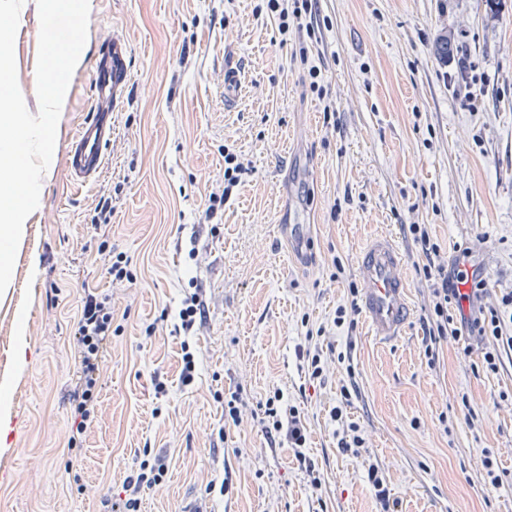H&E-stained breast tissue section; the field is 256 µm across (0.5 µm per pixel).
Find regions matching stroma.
<instances>
[{"instance_id":"1","label":"stroma","mask_w":512,"mask_h":512,"mask_svg":"<svg viewBox=\"0 0 512 512\" xmlns=\"http://www.w3.org/2000/svg\"><path fill=\"white\" fill-rule=\"evenodd\" d=\"M89 5L39 205L0 294V471L12 475L0 512H103L147 448L166 456L168 472L141 512H184L193 500L209 512H380L371 466L400 512H512V485H486L483 466L491 453L512 473V353L493 373L451 336L428 365L429 290L408 231L426 225L441 262L473 266L481 304L512 292V0L495 14L485 0H319L318 42L292 30L284 47L265 0ZM39 29L37 0H25L14 51L33 114ZM109 34L126 47V82L106 165L77 186L67 154L95 106L93 67ZM442 36L454 46L445 65L433 54ZM303 41L321 71L317 91L293 56ZM228 151L252 172L208 224ZM103 197L112 215L97 228ZM380 234L404 254L415 308L392 343L360 314L354 327L333 324L358 281V252ZM119 252L133 283L111 282L108 256ZM88 288L111 294L123 329L102 363L97 423L69 471L70 340ZM196 288L209 315L187 338L175 313ZM185 340L196 359L188 387ZM317 346L318 382L296 356ZM345 350L351 377L337 361ZM158 373L169 387L159 398ZM351 378L358 396L343 419L364 446L343 454L329 412ZM238 385L241 420L222 439L217 395ZM276 390L305 418L320 488L291 448L268 447L260 431L258 403ZM222 478L228 494L209 492Z\"/></svg>"}]
</instances>
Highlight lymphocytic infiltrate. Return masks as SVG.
Segmentation results:
<instances>
[{
    "label": "lymphocytic infiltrate",
    "mask_w": 512,
    "mask_h": 512,
    "mask_svg": "<svg viewBox=\"0 0 512 512\" xmlns=\"http://www.w3.org/2000/svg\"><path fill=\"white\" fill-rule=\"evenodd\" d=\"M316 4L317 0H267L266 8L277 19L280 35H287L292 23L301 22L307 36L311 37L315 28L309 18L315 14ZM408 230L425 258L416 273L426 282L432 297L429 312L422 319L425 356L436 360L443 340L465 332L485 341L482 365L486 370L497 371L501 348L512 349V336L504 335L502 328V311L512 308V292L502 296L500 306L478 305L480 282H473L469 292H462V271L448 269L438 262L440 247L431 239L427 227L412 224ZM115 321L110 295L90 293L85 296L70 345L76 370L70 390L74 421L68 450L81 447L95 418L96 399L102 386L99 363L111 344ZM258 407L261 412L258 422L268 443L288 445L300 468L307 475H314L315 464L304 452L307 429L298 408L285 403L277 391L259 402ZM166 471L164 458L156 455L142 459L125 477L121 495L105 499L106 512H138L143 492L162 480Z\"/></svg>",
    "instance_id": "lymphocytic-infiltrate-1"
}]
</instances>
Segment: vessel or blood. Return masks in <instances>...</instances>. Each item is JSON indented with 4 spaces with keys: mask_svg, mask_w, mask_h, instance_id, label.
<instances>
[{
    "mask_svg": "<svg viewBox=\"0 0 512 512\" xmlns=\"http://www.w3.org/2000/svg\"><path fill=\"white\" fill-rule=\"evenodd\" d=\"M96 61L94 86L97 97H115L126 77V49L105 40ZM112 137V116L93 113L73 135L69 166L74 182L82 183L102 172L105 150ZM403 255L393 240L379 235L362 248L357 258L361 303L367 326L379 340L401 336L412 316L409 282L403 272Z\"/></svg>",
    "mask_w": 512,
    "mask_h": 512,
    "instance_id": "vessel-or-blood-1",
    "label": "vessel or blood"
}]
</instances>
